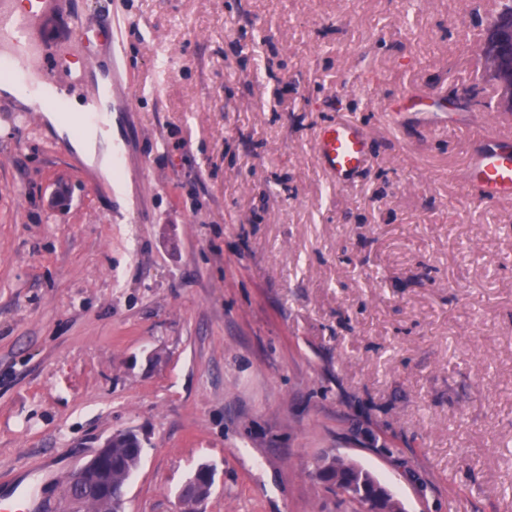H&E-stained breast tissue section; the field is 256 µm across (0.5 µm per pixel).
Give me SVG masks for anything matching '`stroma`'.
<instances>
[{
  "mask_svg": "<svg viewBox=\"0 0 512 512\" xmlns=\"http://www.w3.org/2000/svg\"><path fill=\"white\" fill-rule=\"evenodd\" d=\"M499 0H112L107 179L0 97V494L57 512L112 433L124 512H512V197L463 176L512 126L476 52ZM440 102L443 129L417 101ZM373 151L336 180L315 135ZM125 431H119L112 440V436L106 438L94 454L73 474L69 485L89 482H102L105 479L107 467L111 458L107 448H111L112 441V488L113 492L119 491L127 485L133 472L140 463V451L138 442L123 436ZM334 479V482L329 486L336 490L337 495H341L351 501H358L364 499L368 493H370V499H365L363 511L372 512L375 511L373 508V504L377 505V511L381 512L379 509V501L382 497L391 494L389 489L378 482L369 472L366 471H357L355 478L345 486V489L340 493L339 488L341 483L336 486V470L333 474H331L328 480Z\"/></svg>",
  "mask_w": 512,
  "mask_h": 512,
  "instance_id": "1",
  "label": "stroma"
}]
</instances>
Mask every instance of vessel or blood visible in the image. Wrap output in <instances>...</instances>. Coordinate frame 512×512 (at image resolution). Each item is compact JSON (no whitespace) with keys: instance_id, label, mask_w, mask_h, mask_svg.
I'll use <instances>...</instances> for the list:
<instances>
[{"instance_id":"vessel-or-blood-1","label":"vessel or blood","mask_w":512,"mask_h":512,"mask_svg":"<svg viewBox=\"0 0 512 512\" xmlns=\"http://www.w3.org/2000/svg\"><path fill=\"white\" fill-rule=\"evenodd\" d=\"M59 5H71L70 22L55 25L52 13L41 15L39 22L42 39L61 43L79 44L86 41L82 26L83 11L93 10L100 17L104 34L112 32V0H57ZM12 0H0V71L9 73L21 88L33 96L30 113L17 115V126H28L31 112L50 106L46 97L49 88H62L60 64L35 71L25 66L27 60L36 55L40 42L32 41V22L25 14L14 12ZM112 113V85L103 82L95 86L88 98L83 114L85 122L107 131ZM317 149L326 169L335 174L337 180H345L357 172L368 155V143L361 126L354 121L340 122L319 130L316 135ZM466 179L478 189L483 201H494L512 197V130L497 132L486 138L470 155L465 169ZM35 492L26 485L17 486L10 494L0 496V512H40Z\"/></svg>"}]
</instances>
